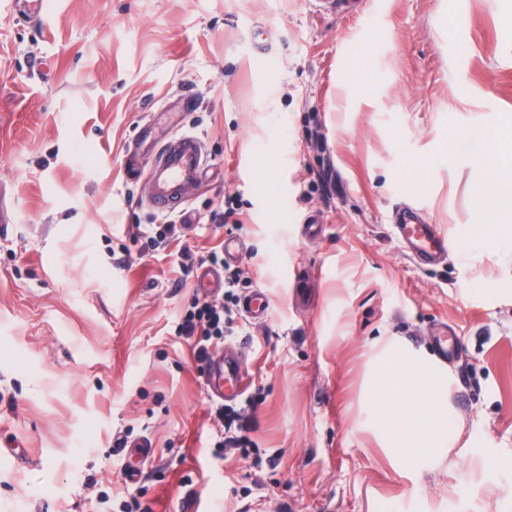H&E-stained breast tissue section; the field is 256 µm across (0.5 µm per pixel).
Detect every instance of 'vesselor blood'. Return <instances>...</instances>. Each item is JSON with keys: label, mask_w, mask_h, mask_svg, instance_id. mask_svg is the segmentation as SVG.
Returning <instances> with one entry per match:
<instances>
[{"label": "vessel or blood", "mask_w": 512, "mask_h": 512, "mask_svg": "<svg viewBox=\"0 0 512 512\" xmlns=\"http://www.w3.org/2000/svg\"><path fill=\"white\" fill-rule=\"evenodd\" d=\"M127 180L143 186L149 207L161 214L187 213L189 191L203 184L210 167L204 154L201 136L180 133L168 137L163 145L149 142L147 134L135 137L125 151ZM398 239L403 248L423 266H431L448 253V235L437 225L428 223L416 211H397L394 215ZM197 288L207 293L224 286L223 271L199 266L195 273ZM247 372L235 358L216 355L208 363L206 385L210 397L218 402L233 401L245 390Z\"/></svg>", "instance_id": "1"}]
</instances>
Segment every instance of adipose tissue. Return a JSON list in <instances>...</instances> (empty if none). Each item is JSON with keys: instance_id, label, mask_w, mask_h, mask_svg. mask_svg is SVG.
Instances as JSON below:
<instances>
[{"instance_id": "ef3b65f1", "label": "adipose tissue", "mask_w": 512, "mask_h": 512, "mask_svg": "<svg viewBox=\"0 0 512 512\" xmlns=\"http://www.w3.org/2000/svg\"><path fill=\"white\" fill-rule=\"evenodd\" d=\"M468 161L492 177L471 193L478 211L512 214V172L505 170L499 153L478 150ZM366 411L391 454L405 461L436 455L456 438L442 378L433 365L409 357L395 342L379 357Z\"/></svg>"}]
</instances>
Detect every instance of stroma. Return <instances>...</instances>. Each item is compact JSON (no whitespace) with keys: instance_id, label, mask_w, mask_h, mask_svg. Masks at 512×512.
<instances>
[{"instance_id":"1","label":"stroma","mask_w":512,"mask_h":512,"mask_svg":"<svg viewBox=\"0 0 512 512\" xmlns=\"http://www.w3.org/2000/svg\"><path fill=\"white\" fill-rule=\"evenodd\" d=\"M354 2L0 0V512H512V250L464 243L500 217L473 211L461 137L512 164V0ZM145 126L201 134L222 171L150 255L121 166ZM405 208L447 227L444 263L400 253ZM228 234L247 249L226 340L250 374L230 408L253 428L218 457L174 328L201 296L179 261ZM256 289L260 321L240 310ZM445 327L461 432L410 464L367 421L369 362L393 338L430 355Z\"/></svg>"}]
</instances>
